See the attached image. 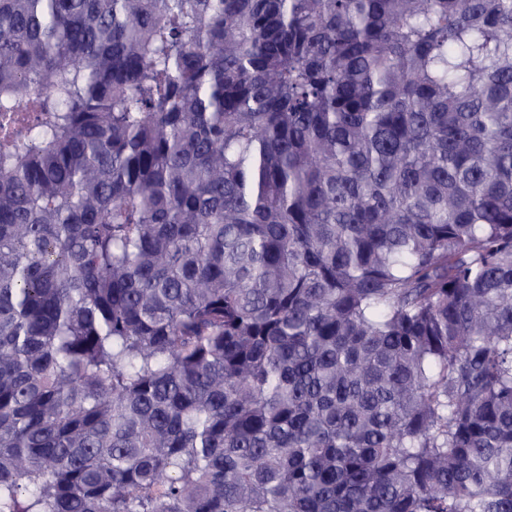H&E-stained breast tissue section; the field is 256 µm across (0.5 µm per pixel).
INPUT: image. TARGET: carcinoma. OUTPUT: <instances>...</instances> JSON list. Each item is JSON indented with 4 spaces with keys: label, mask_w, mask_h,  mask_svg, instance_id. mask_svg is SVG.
I'll return each instance as SVG.
<instances>
[{
    "label": "carcinoma",
    "mask_w": 512,
    "mask_h": 512,
    "mask_svg": "<svg viewBox=\"0 0 512 512\" xmlns=\"http://www.w3.org/2000/svg\"><path fill=\"white\" fill-rule=\"evenodd\" d=\"M0 512H512V0H0Z\"/></svg>",
    "instance_id": "carcinoma-1"
}]
</instances>
